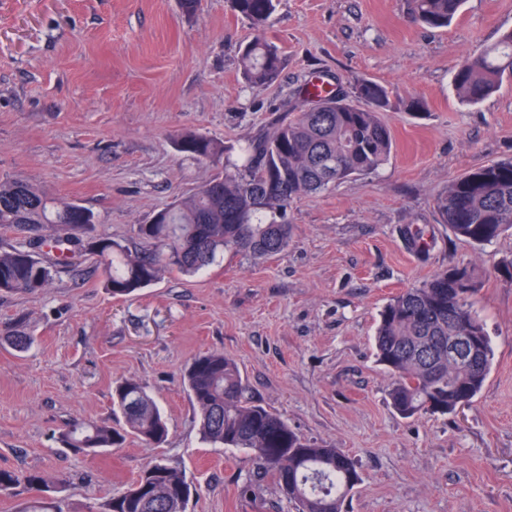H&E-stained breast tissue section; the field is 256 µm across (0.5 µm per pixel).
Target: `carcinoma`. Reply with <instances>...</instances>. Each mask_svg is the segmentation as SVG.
Returning <instances> with one entry per match:
<instances>
[{
  "label": "carcinoma",
  "instance_id": "cac0c4a2",
  "mask_svg": "<svg viewBox=\"0 0 512 512\" xmlns=\"http://www.w3.org/2000/svg\"><path fill=\"white\" fill-rule=\"evenodd\" d=\"M465 0H414L416 19L445 28ZM256 36L241 47L243 77L273 85L282 68L281 48L265 36L277 0H230ZM512 77V29L497 45L462 60L453 76L457 95L477 104ZM312 105L282 119L243 149V164L212 175L197 192L137 225L150 253L132 251L109 237L91 236L97 218L89 209L47 195L26 180L0 178V228L28 237L29 248L0 251V294L32 295L49 285L51 269L35 249L91 245L114 297H129L165 271L196 274L226 252L255 259L288 248V209L350 176L374 172L389 157L393 141L379 113L392 106L387 87L361 81L324 93L305 90ZM177 150L202 159L224 154V143L196 133L181 135ZM442 223L457 237L482 246L512 229V159L474 167L453 179L437 198ZM481 277L470 265L454 266L396 294L383 306L374 336L376 362L391 376L389 404L405 419L450 415L469 403L490 372L493 350L473 311ZM469 331L483 340L482 361L473 370L448 363V340ZM183 383L200 418L204 442L246 452L253 464L243 492L270 478L296 512H343L361 480L356 460L344 449L311 442L277 413L254 404L238 364L222 352L196 357ZM110 419L75 422L58 433L77 454L97 456L134 436L159 444L168 423L143 383L115 386ZM58 485L40 471L0 470V495L29 494L19 512H61ZM194 489L182 471L163 459L149 462L122 493L88 512H185Z\"/></svg>",
  "mask_w": 512,
  "mask_h": 512
}]
</instances>
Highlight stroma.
I'll return each mask as SVG.
<instances>
[{
	"instance_id": "35a3bbf8",
	"label": "stroma",
	"mask_w": 512,
	"mask_h": 512,
	"mask_svg": "<svg viewBox=\"0 0 512 512\" xmlns=\"http://www.w3.org/2000/svg\"><path fill=\"white\" fill-rule=\"evenodd\" d=\"M510 29L512 0H465L438 29L414 21L413 0H278L267 36L283 70L261 85L241 73L254 31L229 0H199L191 17L180 0H0V177L91 209L97 234L120 243L137 246V225L238 160L314 77L386 86L380 118L393 138L376 171L295 202L287 251L265 261L227 253L118 299L90 250L42 249L49 286L0 295V469L63 480L64 512H87L162 458L196 488L185 512H295L269 479L239 495L248 455L200 438L182 373L220 351L256 404L355 458L361 481L344 512H512V284L493 275L512 256V231L478 247L435 208L456 176L512 157V80L475 105L452 84L463 59ZM413 96L425 111L406 108ZM188 131L223 142L225 159L177 151ZM418 226L435 238L423 254L404 236ZM469 262L484 271L475 311L490 373L456 414L402 418L375 361L378 313ZM11 334L33 342L15 351ZM126 378L157 400L166 440L131 437L92 459L64 448L59 429L109 417Z\"/></svg>"
}]
</instances>
